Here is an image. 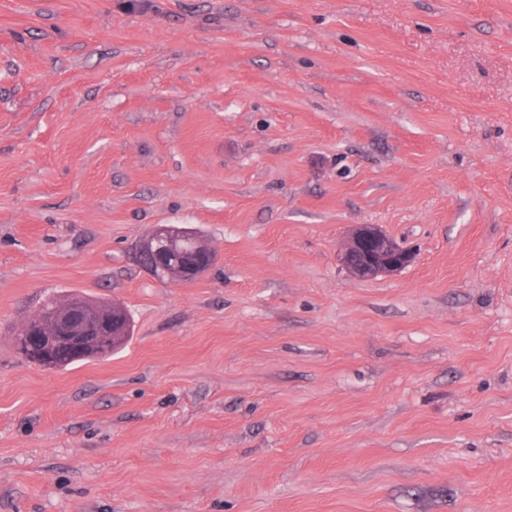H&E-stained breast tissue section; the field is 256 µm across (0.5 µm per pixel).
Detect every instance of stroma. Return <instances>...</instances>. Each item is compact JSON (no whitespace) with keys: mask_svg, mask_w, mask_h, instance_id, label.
Here are the masks:
<instances>
[{"mask_svg":"<svg viewBox=\"0 0 512 512\" xmlns=\"http://www.w3.org/2000/svg\"><path fill=\"white\" fill-rule=\"evenodd\" d=\"M0 512H512V0H0ZM170 236L166 237L164 232V227H155L153 228L146 236L144 241L142 242L146 247V250L150 247H153L154 244L158 243L159 240L165 238L166 244L163 245L164 252L168 254L172 259L180 258L182 256H190L192 255L199 247V245L204 244L201 238V235L192 228H186L183 226H173L169 227ZM207 249L203 247L200 248V253L196 258H186L183 261L176 260L172 261L175 266V270L173 274H171L167 280L169 281H182L186 277L191 276H200L204 273L205 269H209L215 260V255L213 258L206 263L204 268V261L201 260V256L203 253L212 254V247H208L207 245H203ZM169 258V260L171 259ZM360 236L361 233L353 237L341 253V260L343 261V263L348 267V269L353 274H355L358 277L368 278L383 273L398 272L404 269L405 267L409 266L415 258V253L411 248L402 245H399V247H397L396 244L391 239H389L384 233H382L381 231H377L376 228H372L371 232L367 234V237L369 238L370 242L372 256L374 258L377 256H381L382 259H384V261H390L385 262L383 267H379L377 265L373 266L372 268L366 266L359 267L356 265V262L354 261L353 247L359 248V244L361 242ZM396 247L401 252L396 253L394 255H389V251ZM79 299L82 304L92 306L86 307L79 303H65L56 308L59 301L52 300L45 303L40 312L33 317H45L54 309L40 327L25 333L27 341L33 349L31 351L35 357V359H31L33 363L45 366L54 359L75 358L86 354L90 347L99 339L102 327L111 320L100 309H96L93 306L104 310L114 309L117 317L120 319V326L118 319L112 317V329L116 330L119 326L116 330L117 335L112 334L111 331L103 336L97 351L88 357L99 359L111 357L112 352L122 346L131 335V319L124 307L122 309L114 305L115 303L111 305L82 298ZM83 358L63 359L47 368L64 369Z\"/></svg>","mask_w":512,"mask_h":512,"instance_id":"stroma-1","label":"stroma"}]
</instances>
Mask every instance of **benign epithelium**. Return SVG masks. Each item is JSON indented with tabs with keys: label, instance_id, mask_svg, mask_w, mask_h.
<instances>
[{
	"label": "benign epithelium",
	"instance_id": "7a95c632",
	"mask_svg": "<svg viewBox=\"0 0 512 512\" xmlns=\"http://www.w3.org/2000/svg\"><path fill=\"white\" fill-rule=\"evenodd\" d=\"M372 256H380L386 263L369 268L359 267L354 261L353 248L359 247L360 236L353 237L341 253V260L358 277L368 278L383 273L398 272L409 266L414 251L406 246H396L384 233L375 229L367 234ZM205 271L204 261L200 258H186L175 261V270L168 277L170 281H181L186 277L199 276ZM112 329L119 326L118 319H109L105 314L91 306L79 303H65L58 306L33 331L26 332L27 341L32 347L33 363L44 366L54 359L75 358L89 351L100 337V331L107 323Z\"/></svg>",
	"mask_w": 512,
	"mask_h": 512
}]
</instances>
